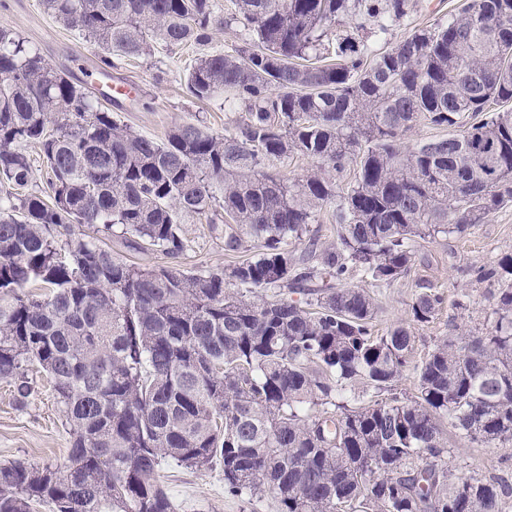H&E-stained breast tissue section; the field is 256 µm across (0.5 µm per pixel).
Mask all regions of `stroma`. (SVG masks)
<instances>
[{
  "label": "stroma",
  "instance_id": "1",
  "mask_svg": "<svg viewBox=\"0 0 512 512\" xmlns=\"http://www.w3.org/2000/svg\"><path fill=\"white\" fill-rule=\"evenodd\" d=\"M462 0H415L409 15L388 34L374 37L377 48H386L410 30L447 20ZM17 31L54 69L68 73L73 81L87 82L89 70L99 66V49L77 31L66 28L47 14L41 0H0V26ZM245 30L234 23L215 32L211 41L183 49L156 44L152 56L141 59L113 57V82L134 87L133 100L111 104L121 123L152 137L164 138L170 129L192 123L220 132L239 117L238 106L203 104L191 98L184 78L195 58L206 52L242 46ZM187 248L181 263L188 268L230 266L235 257L225 255L224 241L209 234L205 220L190 219L185 226ZM410 274L388 285L358 276L354 283L374 298L375 329L386 332L399 324L409 325L417 353H425L450 327L465 333H481L491 325V308L485 299L488 283L470 274L472 267L485 265L512 253V204L489 214L464 237L438 236L417 241ZM423 286L443 292L445 299L435 318L427 324L413 322L412 303ZM33 392L25 403H17L13 384L0 381V465L22 461L35 465H59L70 448V426L61 411L45 374L30 370ZM444 461L455 473H476L499 477L512 486V443L497 447L467 442L454 429L445 437ZM162 473L178 512H272V499L265 496L241 501L224 488L220 467L192 471L173 463Z\"/></svg>",
  "mask_w": 512,
  "mask_h": 512
}]
</instances>
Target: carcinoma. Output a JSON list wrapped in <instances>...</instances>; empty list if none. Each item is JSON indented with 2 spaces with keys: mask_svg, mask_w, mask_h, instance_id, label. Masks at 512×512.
<instances>
[{
  "mask_svg": "<svg viewBox=\"0 0 512 512\" xmlns=\"http://www.w3.org/2000/svg\"><path fill=\"white\" fill-rule=\"evenodd\" d=\"M41 2L109 68L114 54L204 44L232 23L250 39L186 76L194 99L243 107L234 126L188 123L158 141L0 26V380L23 404L37 366L71 427L64 464L0 466V512H177L159 476L169 461L218 465L225 490L250 501L272 486L275 512H502L496 477L439 458L445 423L471 443L512 442V254L473 269L493 283L491 329L421 358L410 327L375 333L374 299L350 275L405 278L415 239L462 237L512 204V0H465L384 51L367 26L388 32L411 0H235L227 17L214 0ZM421 120L453 134L401 145ZM28 144L45 195L26 192ZM294 154L317 169L266 171ZM330 205L336 241L295 255ZM195 216L224 251H261L184 267ZM117 234L167 262L115 257L104 240ZM443 301L427 287L413 320ZM407 370L415 394L401 398ZM26 150L30 154L34 164L33 179L27 189L29 192H38L39 194H43V192L48 191L46 186L47 175L46 169L42 163V158L39 157V148L34 145H28L26 146Z\"/></svg>",
  "mask_w": 512,
  "mask_h": 512,
  "instance_id": "cac0c4a2",
  "label": "carcinoma"
}]
</instances>
